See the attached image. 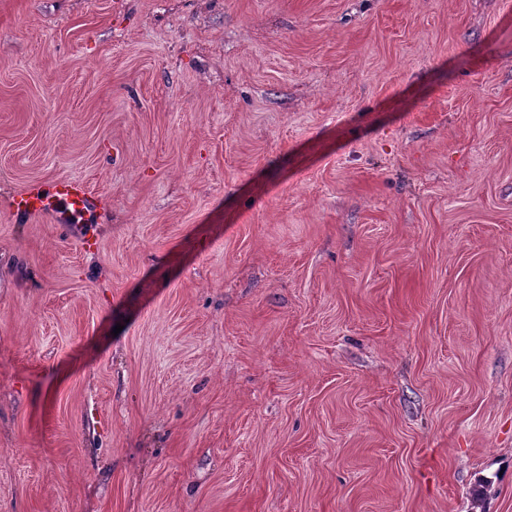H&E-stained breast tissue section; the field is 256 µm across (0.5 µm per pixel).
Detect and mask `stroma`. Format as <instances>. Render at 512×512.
I'll return each instance as SVG.
<instances>
[{
    "instance_id": "1",
    "label": "stroma",
    "mask_w": 512,
    "mask_h": 512,
    "mask_svg": "<svg viewBox=\"0 0 512 512\" xmlns=\"http://www.w3.org/2000/svg\"><path fill=\"white\" fill-rule=\"evenodd\" d=\"M60 178L85 224L14 199ZM512 512V0H0V512Z\"/></svg>"
}]
</instances>
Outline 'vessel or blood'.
Listing matches in <instances>:
<instances>
[{"label":"vessel or blood","instance_id":"b4317fda","mask_svg":"<svg viewBox=\"0 0 512 512\" xmlns=\"http://www.w3.org/2000/svg\"><path fill=\"white\" fill-rule=\"evenodd\" d=\"M94 206L95 199L87 187L70 179H61L48 187L25 191L15 201L19 214L48 216L59 224H70L92 215Z\"/></svg>","mask_w":512,"mask_h":512}]
</instances>
